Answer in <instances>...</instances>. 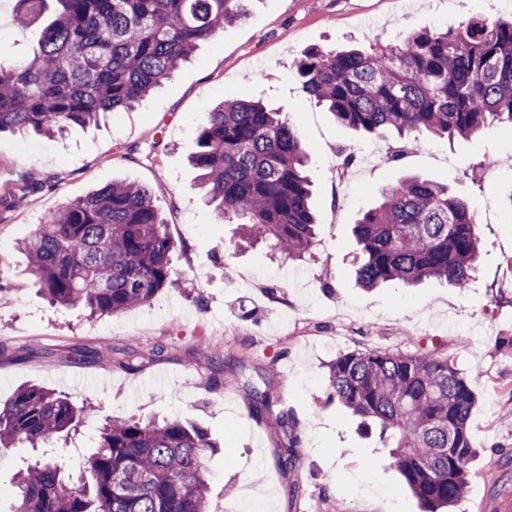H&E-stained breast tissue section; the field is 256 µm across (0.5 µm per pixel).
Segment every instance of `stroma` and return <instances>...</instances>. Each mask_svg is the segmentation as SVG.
<instances>
[{"label":"stroma","mask_w":512,"mask_h":512,"mask_svg":"<svg viewBox=\"0 0 512 512\" xmlns=\"http://www.w3.org/2000/svg\"><path fill=\"white\" fill-rule=\"evenodd\" d=\"M0 0V60L36 46L38 27L14 20ZM512 16V0H248L246 14L199 42L189 63L130 111L74 126L64 137L0 134V194L29 172L49 177L40 192L0 213V275L27 276L18 244L63 203L107 184L154 188L177 249L181 280L143 306L88 317L51 305L37 286L0 291V403L29 385L66 392L94 411L57 444L78 470L106 417L194 422L217 440L209 461L211 500L232 512H421L374 426L328 402V364L364 348L431 353L479 371L470 418L478 448L454 512H493L512 502V169L473 179L484 154H512V128L495 125L468 140L424 137L396 165L387 144L338 124L303 90L304 50L353 44L363 50L423 27L472 17ZM278 108L309 148L318 214L317 244L304 260L270 258L264 247L234 248L236 224L217 219L188 162L197 129L225 96ZM360 175L336 184L347 154ZM415 174L448 185L478 215L481 254L468 293L427 280L373 291L353 276L352 226L382 187ZM269 390L301 439L291 470L276 464L282 435L252 394Z\"/></svg>","instance_id":"stroma-1"}]
</instances>
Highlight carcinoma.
<instances>
[{"label": "carcinoma", "instance_id": "carcinoma-1", "mask_svg": "<svg viewBox=\"0 0 512 512\" xmlns=\"http://www.w3.org/2000/svg\"><path fill=\"white\" fill-rule=\"evenodd\" d=\"M30 57L0 65V132L45 136L130 109L187 61L197 43L240 18L245 0H54ZM49 0H18L28 28ZM304 91L355 131L394 135L417 148L426 134L468 139L512 128V17L470 18L422 28L371 51L311 48L296 63ZM201 188L222 219L237 218L240 241L301 259L316 244L307 152L282 113L261 101L224 97L197 133L191 156ZM48 179L30 172L0 196L9 210ZM358 219L356 282L445 281L471 288L480 257L479 220L448 186L416 176L382 188ZM29 271L54 305L113 316L150 302L180 279L175 244L147 186L115 182L67 201L22 242ZM446 357L378 349L342 353L329 365V400L375 422L424 512H450L464 496L476 455L469 422L473 381ZM275 417L286 441L277 456L295 466L300 438L290 413ZM85 407L38 385L0 405V453L48 448L76 429ZM217 444L174 417L143 423L105 419L74 477L41 455L12 476L15 512H212L208 456Z\"/></svg>", "mask_w": 512, "mask_h": 512}]
</instances>
